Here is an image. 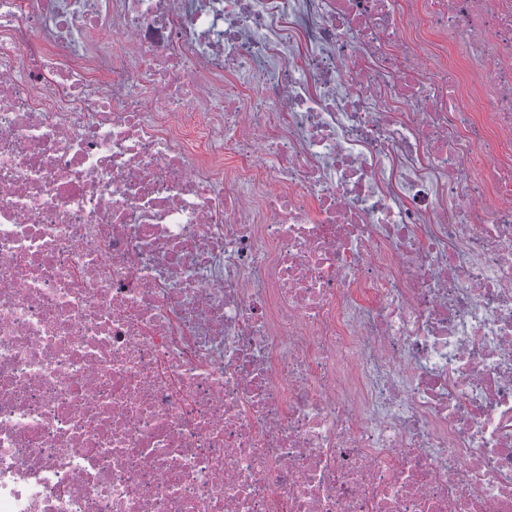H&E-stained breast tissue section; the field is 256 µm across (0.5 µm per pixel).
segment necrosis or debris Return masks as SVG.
Segmentation results:
<instances>
[{
  "instance_id": "necrosis-or-debris-1",
  "label": "necrosis or debris",
  "mask_w": 512,
  "mask_h": 512,
  "mask_svg": "<svg viewBox=\"0 0 512 512\" xmlns=\"http://www.w3.org/2000/svg\"><path fill=\"white\" fill-rule=\"evenodd\" d=\"M0 512H512V0H0Z\"/></svg>"
}]
</instances>
